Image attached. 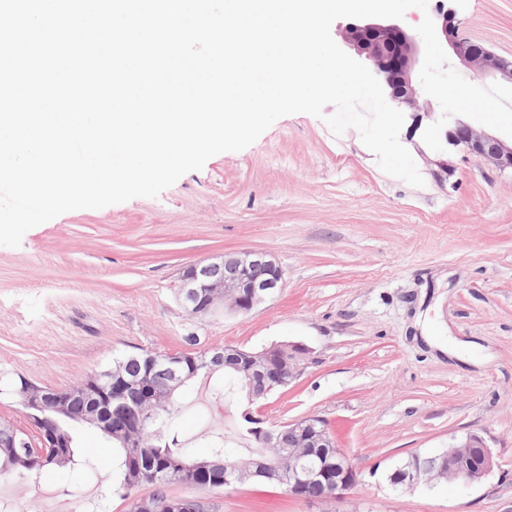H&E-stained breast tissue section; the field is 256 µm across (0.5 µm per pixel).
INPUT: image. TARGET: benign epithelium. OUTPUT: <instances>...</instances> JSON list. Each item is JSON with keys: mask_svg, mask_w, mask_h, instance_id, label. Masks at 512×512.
<instances>
[{"mask_svg": "<svg viewBox=\"0 0 512 512\" xmlns=\"http://www.w3.org/2000/svg\"><path fill=\"white\" fill-rule=\"evenodd\" d=\"M434 24L440 43L449 48L465 67L493 74L512 84V60L499 58L484 46L460 38L452 13L445 9L438 10ZM341 37L357 56L370 62L374 73L389 88L392 103L404 110H418L420 93L414 84L413 74L419 63L421 44L414 35L397 23L367 22L345 27ZM446 139L452 146L501 172L512 171V143L478 132L459 117L453 116L448 120ZM226 266L232 267L235 274L224 275ZM283 279V270L270 253L244 251L217 254L183 270L180 300L192 315L214 313L224 307L247 313L276 294L283 286ZM75 400L88 404L89 411L84 420L99 425L128 446L137 435V421H113L112 403L145 412L159 398L145 390L142 381L110 373L93 381L76 384L64 392L36 385L32 394L21 401V405L26 417L39 424L41 447L50 450L61 447L54 435L57 419L68 416ZM315 421L314 417H305L288 423L289 427L299 429L303 434L302 450L292 466V487L323 483L331 473L336 475L338 488L357 480L347 454L327 431L316 428ZM0 446L13 449L17 460L24 465L33 460L28 434L10 422L0 423ZM313 448L328 449L327 456L331 463L303 467V462L313 456ZM460 467L466 473L467 484L479 482L490 473L493 459L481 438L469 435L457 441L433 476L455 472ZM390 482H399L414 489L421 482V472L405 465L391 474Z\"/></svg>", "mask_w": 512, "mask_h": 512, "instance_id": "benign-epithelium-1", "label": "benign epithelium"}]
</instances>
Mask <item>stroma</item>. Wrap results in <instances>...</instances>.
I'll use <instances>...</instances> for the list:
<instances>
[{
    "label": "stroma",
    "instance_id": "obj_1",
    "mask_svg": "<svg viewBox=\"0 0 512 512\" xmlns=\"http://www.w3.org/2000/svg\"><path fill=\"white\" fill-rule=\"evenodd\" d=\"M465 40L512 57V0H429ZM324 118L276 120L254 143L211 157L158 197L73 210L0 246V373L62 390L124 354L303 347L287 391L255 408L269 421L318 417L363 470L331 503L259 483L202 490L210 512H512V174L453 146L434 151L405 118L399 140L425 181L386 174L350 128ZM455 172L437 179L439 162ZM267 251L281 290L246 314L194 317L179 298L183 270L220 253ZM454 340L466 359L439 352ZM182 437L234 440L229 414L200 377L177 397ZM480 436L496 465L472 486L393 491L398 459ZM91 469L10 472L15 512L39 483L57 512H129L103 438L78 433Z\"/></svg>",
    "mask_w": 512,
    "mask_h": 512
}]
</instances>
